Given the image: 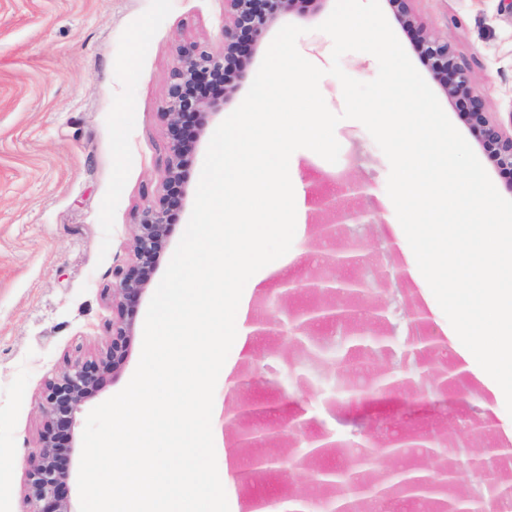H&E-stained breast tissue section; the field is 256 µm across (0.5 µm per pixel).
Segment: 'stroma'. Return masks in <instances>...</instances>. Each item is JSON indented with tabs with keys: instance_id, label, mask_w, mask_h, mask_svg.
Segmentation results:
<instances>
[{
	"instance_id": "stroma-1",
	"label": "stroma",
	"mask_w": 512,
	"mask_h": 512,
	"mask_svg": "<svg viewBox=\"0 0 512 512\" xmlns=\"http://www.w3.org/2000/svg\"><path fill=\"white\" fill-rule=\"evenodd\" d=\"M333 6L334 0H304L298 10L274 19L254 50L239 58L222 111L203 116L184 168V204L137 307L128 357L94 404L122 390L137 367L147 307L187 226L214 130L244 99L283 25L305 27L300 53L327 70L333 42L317 27ZM412 7L428 32L447 37L488 111H511L512 13L500 0H414ZM223 26L224 0H0V512L26 508V469L38 445V404L46 383L67 360L102 349L112 334L113 272L131 262L135 226L163 193L171 151L161 110L177 49L196 43L220 51ZM134 70L139 80H131ZM433 91L498 192L512 196V176L494 166L462 120L463 100L438 85ZM335 136L341 146L337 163L301 149L294 154L308 210L290 250L293 260L268 275L251 297L243 324L249 344L240 356H228L229 372L216 385V462L227 468L224 489L238 512H250L259 499L304 494L326 464L346 467L354 458L350 445L361 444L363 433L392 410L336 395L342 373L334 365L335 349L318 352L293 336L254 333L281 281L301 284L281 296L289 313L319 302L306 282L358 276V268L324 261L320 225H336V247L355 239L369 254L381 244H396L402 233L399 225L386 230L380 223L393 207L384 153L358 121H341ZM349 182L363 184L365 193H347ZM357 207L373 210L376 223H341V210ZM282 385L288 388L284 401L278 395ZM471 390L474 397L465 402L451 388L444 402L409 407L407 425L429 421L453 440L458 431L446 417L452 410L512 437L504 399L476 378ZM244 401L259 419L288 413L308 433L329 434L338 446L326 458L296 466L292 460L301 449L286 433L259 448L276 457L273 471L251 472L250 449L238 447L236 430L226 423Z\"/></svg>"
}]
</instances>
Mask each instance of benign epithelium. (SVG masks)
Here are the masks:
<instances>
[{"instance_id": "obj_1", "label": "benign epithelium", "mask_w": 512, "mask_h": 512, "mask_svg": "<svg viewBox=\"0 0 512 512\" xmlns=\"http://www.w3.org/2000/svg\"><path fill=\"white\" fill-rule=\"evenodd\" d=\"M300 0H224L227 20L223 27V47L218 53L196 44L179 47L176 63L167 86L164 112L167 137L172 152L165 178V193L156 206L145 210L133 236L134 259L115 269L112 296L116 301V322L106 349L90 357H78L67 363L55 379L46 384L43 400L38 405L42 418L39 446L27 473V512H74L69 497L70 461L76 445L78 415L85 404L94 398L109 376L116 375L127 356L131 341L134 312L146 286L151 281L155 258L165 244L172 216L184 201L183 163L197 141V115L217 112L223 102L210 93L212 86L224 84V69L252 49L267 24L281 14L293 10ZM402 27L417 38L421 53L430 64V74L450 96L465 100L467 111L463 119L470 127L483 150L502 172L512 175V111L504 120L487 111L485 99L471 76L455 59L448 39L427 32L413 13L412 0H389ZM364 258L354 248L339 249L333 258L338 267H353ZM402 278L397 266L383 267L374 281L359 277H323L309 284L324 297L318 305L298 310L287 322L267 320L263 325H274L277 334L302 336L320 322H338L350 325L356 342L346 354L336 358V365L359 363L364 354L375 349L381 354L396 351L426 353L432 339L422 335L415 340L401 341L380 329L389 322L390 313L385 304L373 303L367 316L358 317L357 301L365 296H383L386 286ZM413 382L411 378L390 377L386 385L363 395L351 394L354 403L393 402L396 396ZM238 431L243 448H254L267 440L268 435L291 430L299 433L304 423L284 416L274 426H258L249 421V414H237L229 420ZM441 434L417 436L408 433L393 442L389 452L402 455V448L413 443L436 445ZM278 458L270 455H250L249 468L253 472L271 469ZM362 493L386 498L391 494L424 500L423 493L433 484L430 479L420 482L410 476V468L389 472L384 481L368 484L356 474L349 473Z\"/></svg>"}]
</instances>
